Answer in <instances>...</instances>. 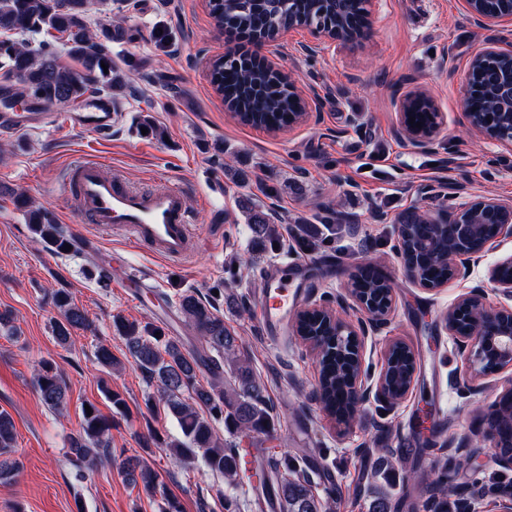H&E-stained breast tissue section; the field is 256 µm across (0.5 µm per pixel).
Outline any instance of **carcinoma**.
<instances>
[{
  "instance_id": "carcinoma-1",
  "label": "carcinoma",
  "mask_w": 512,
  "mask_h": 512,
  "mask_svg": "<svg viewBox=\"0 0 512 512\" xmlns=\"http://www.w3.org/2000/svg\"><path fill=\"white\" fill-rule=\"evenodd\" d=\"M92 7L93 0H0V69L15 78L18 94L65 110L98 91L110 95L132 88L127 70L136 69L137 64L128 61L122 68L112 59V42L122 40L124 31L108 24L100 33H93L87 22ZM211 11L218 27L265 38L276 25L317 26L331 21L335 6L332 0H211ZM31 31L61 34L67 55L79 63L80 69L63 64L49 43L34 51L13 38ZM212 80L227 109L244 123L276 130L288 123V113L297 110L298 102L288 91L287 77L259 60L240 64L220 57L212 64ZM17 203L26 209L29 228L36 237L57 253L78 252L77 241L52 213L31 208L23 197ZM251 224L268 238L277 236L263 211L252 212ZM67 244L72 249L65 248ZM355 287L374 294L386 283L384 276L374 271ZM52 302L59 314L53 334L57 344L66 349L74 343L73 332L87 329L89 320L65 288L53 292ZM178 308L199 333L207 352H188L179 340L159 332V328L123 317L115 318L113 327L141 373L156 386L158 400L179 425L181 436L162 440L168 455L185 466L200 463L236 488L239 473L245 468L238 448L217 435L216 424L224 422V429L232 435L245 433L259 438L274 427V408L264 382L241 351L239 337L224 324V315L216 305L187 291L179 296ZM96 357L109 370L121 365L104 344L97 347ZM321 372L322 408L334 416L346 410L342 394L347 372L342 366L336 367V359L327 356L323 357ZM33 383L49 409L63 412L68 387L54 363L41 361ZM90 408L91 414H83L81 434L70 442L67 452L79 471L93 466L103 453L112 455V418L93 404ZM15 439L12 417L0 411V456L12 452ZM123 467L128 481H140L151 493H162L164 512H182L180 502L167 493L148 458L129 456ZM251 471L247 482L258 491L260 508L271 512H329L328 501L313 493L297 458L271 455L267 465ZM448 490V470L444 467L422 489L420 499L408 504V512H444L443 497Z\"/></svg>"
}]
</instances>
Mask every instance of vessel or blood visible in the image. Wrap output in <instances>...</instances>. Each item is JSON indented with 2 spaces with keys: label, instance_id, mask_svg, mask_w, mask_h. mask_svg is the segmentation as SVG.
<instances>
[{
  "label": "vessel or blood",
  "instance_id": "vessel-or-blood-1",
  "mask_svg": "<svg viewBox=\"0 0 512 512\" xmlns=\"http://www.w3.org/2000/svg\"><path fill=\"white\" fill-rule=\"evenodd\" d=\"M60 121L99 135L112 131V101L103 95L85 98L77 111L49 113L38 104L24 112H1L0 132L16 134ZM68 206L97 233L121 235L155 254L182 261L199 248L202 230L192 222L180 186L137 190L127 186L111 166L97 159H81L65 173ZM258 319L265 332L283 335L300 300V291L286 266L273 264L260 273Z\"/></svg>",
  "mask_w": 512,
  "mask_h": 512
}]
</instances>
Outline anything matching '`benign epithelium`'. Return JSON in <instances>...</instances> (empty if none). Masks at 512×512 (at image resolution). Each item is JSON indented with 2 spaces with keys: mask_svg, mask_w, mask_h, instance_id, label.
<instances>
[{
  "mask_svg": "<svg viewBox=\"0 0 512 512\" xmlns=\"http://www.w3.org/2000/svg\"><path fill=\"white\" fill-rule=\"evenodd\" d=\"M466 13L478 25L491 29L503 19L500 14L492 15L484 9L485 0H464ZM488 57H503L512 60V49L499 46L498 40L491 38L486 46L472 59L469 69L482 64ZM289 91L299 101L300 108L288 118V129H293L320 115L321 101L317 94H305L297 86V80L289 78ZM486 89L500 106V121L494 127H488L475 112L473 98L475 87L466 82L464 88V116L468 125L475 131L486 134L496 141L512 146V77L495 76L486 83ZM431 102V98L421 90H413L403 95L400 101L398 136L410 147L422 150L433 143L439 131L438 121L432 125L418 128L410 123L408 108L412 102ZM460 189L445 181L425 184L419 188L420 198L424 201L433 197L455 198ZM433 227L431 244L425 252L431 257L438 255L437 243L442 237L445 225H452L457 248L448 256L447 279L445 282L465 278L472 267L478 264L489 251L495 249L502 238L512 237V201L497 198H480L465 202L448 217L440 215L430 218ZM404 225H395L397 238L396 252L402 260L407 278L427 290L435 286L422 276L424 258L411 257L402 246ZM512 269V256L498 262L490 271V279L496 288L512 299V276L503 275L505 269ZM368 274L364 269L352 271L347 278L344 294L336 297L338 305H347L354 317L345 320L336 315L329 306L320 303L310 304L299 310L294 318L292 330L300 342L317 358L327 352L338 358L350 357L358 364V370L352 378V409L370 399L398 404L407 398L413 389L418 371V357L413 353L410 359L413 370L407 377L403 391L392 396L386 387V371L391 353L402 344L400 340L390 342L384 353L383 366L377 376L366 373L363 365L364 349L368 336L380 331L387 323L392 308V300L382 296L372 297L352 288L357 276ZM316 314V322L332 327L326 340L315 336L305 337L301 321ZM444 325L448 334L455 337L463 357L462 367L454 375V384L463 394H473L483 387V380L512 370V306H502L490 310L486 306L483 289L472 288L462 294L448 309L444 316ZM512 405V386L503 387L496 405V418L491 420L486 438L491 441L496 461L506 469H512V440L505 438L500 431L497 418L504 416L505 408Z\"/></svg>",
  "mask_w": 512,
  "mask_h": 512,
  "instance_id": "7a95c632",
  "label": "benign epithelium"
}]
</instances>
